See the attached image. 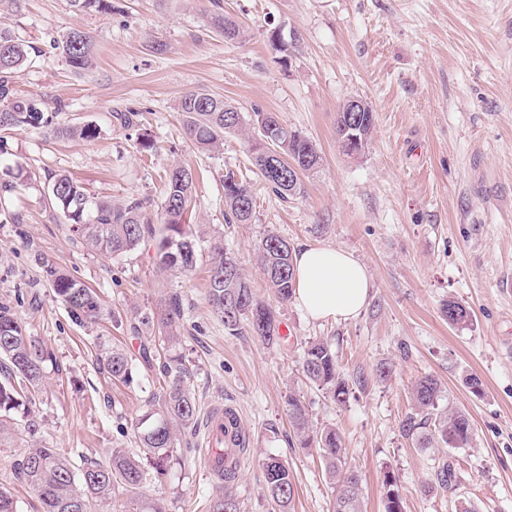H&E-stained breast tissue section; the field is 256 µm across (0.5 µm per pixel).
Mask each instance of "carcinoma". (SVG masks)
I'll return each instance as SVG.
<instances>
[{
	"instance_id": "1",
	"label": "carcinoma",
	"mask_w": 512,
	"mask_h": 512,
	"mask_svg": "<svg viewBox=\"0 0 512 512\" xmlns=\"http://www.w3.org/2000/svg\"><path fill=\"white\" fill-rule=\"evenodd\" d=\"M76 13L109 14L112 0H67ZM212 28L231 41L240 35L233 18L216 12L211 17ZM65 62L75 71L86 72L93 67L91 37L84 31L72 30L53 41ZM37 48L21 39L7 26L0 24V131L34 127L47 128L56 137L90 140L97 134L94 126L69 125L56 121L58 113L46 112L43 103L34 97H20L14 92V77ZM180 112L186 136L201 151L215 152L224 147V135L246 128L245 118L231 101L207 90H194L182 96ZM255 136L249 138L250 161L263 177L273 194L288 201L304 192L302 178L288 180V166L301 163L302 152L309 160L302 171L309 174L322 164L319 149L312 140L297 130L288 128L275 112L255 109L251 116ZM361 127L347 129L346 113H336V144L350 156L368 145L375 128V113L363 112ZM358 136L356 142L352 136ZM281 156L280 170L271 168L269 152ZM195 173L176 164L166 171V193L161 204V230L155 258L161 270L195 269L199 253L192 225L186 216L193 202ZM47 194L70 226V231L100 253L118 257L135 250L145 235L153 234L147 215V201L131 197L116 203L108 196L91 195L83 183L69 174L53 175ZM224 220L228 224L252 222L255 200L247 179L227 170L224 174ZM258 261L275 301L288 303L294 290L293 248L282 236L269 232L258 246ZM44 276L56 297L67 307L72 321L82 327L97 323L104 308L97 293L71 277L55 263L37 258ZM208 303L230 335L247 330L266 344L280 342V324L275 308L259 299L238 263L224 249V240L217 238L211 246V267ZM448 323L463 325L470 314L455 301L443 308ZM183 316L181 298L173 294L163 304L156 318L145 315L142 323L158 325L164 332L157 350L156 361L164 386L155 403L137 423L139 452L112 449L107 464L90 463L77 467L71 458L55 448L34 445L25 450L16 463L19 474L39 498L43 512H111L116 491L125 495L128 512H166L159 502L145 493L147 467L156 474L166 473L164 461L172 457L176 445V430L195 426L198 407L186 385L188 369L178 349L179 327ZM49 353L25 327L14 306L0 301V440L13 435L23 423L26 437L34 441L41 433V420L32 410L44 382L43 362ZM100 365L112 381L131 386L137 373L132 357L120 346L100 345ZM305 377L336 402L343 403L349 394V383L340 372L336 352L322 340L307 342L302 351ZM415 413L402 424L404 434L427 448L443 444L464 448L473 438V424L462 410L445 413L439 410V382L425 376L414 387ZM288 416L296 430L302 448H317L325 460L336 488L334 512H363L359 498L358 472L345 461V448L339 431L332 426L312 429L305 402L295 393H288ZM263 488L279 512H290L294 499L293 474L288 464L275 456L262 463ZM236 480L231 473L222 475L224 486L211 504L212 512H241L240 502L230 491ZM383 485L385 512H403V502L397 489L396 476L387 472Z\"/></svg>"
}]
</instances>
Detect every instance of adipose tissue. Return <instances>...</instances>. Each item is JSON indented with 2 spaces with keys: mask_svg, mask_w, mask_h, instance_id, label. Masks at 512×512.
Instances as JSON below:
<instances>
[{
  "mask_svg": "<svg viewBox=\"0 0 512 512\" xmlns=\"http://www.w3.org/2000/svg\"><path fill=\"white\" fill-rule=\"evenodd\" d=\"M294 300L311 319L356 318L368 302L372 281L351 253L331 246L304 245L293 255Z\"/></svg>",
  "mask_w": 512,
  "mask_h": 512,
  "instance_id": "obj_1",
  "label": "adipose tissue"
}]
</instances>
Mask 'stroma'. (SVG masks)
Returning <instances> with one entry per match:
<instances>
[{
    "label": "stroma",
    "mask_w": 512,
    "mask_h": 512,
    "mask_svg": "<svg viewBox=\"0 0 512 512\" xmlns=\"http://www.w3.org/2000/svg\"><path fill=\"white\" fill-rule=\"evenodd\" d=\"M108 15L72 12L66 0H21L0 13L40 53L18 71V95L41 99L61 122L94 124L95 139L71 141L44 128L6 135L0 182L23 167V184L0 219V301L13 304L28 334L49 356L36 400L43 445L76 465L107 462L113 449L136 450V423L158 393L159 341L140 317L168 295L183 303L180 350L200 406L192 430L179 434L168 472L147 493L166 512H209L218 482L201 462L205 419L233 405L248 439L232 491L241 512H278L265 495L262 462L288 463L294 512H333L334 489L318 449L298 445L288 417L289 392L303 395L313 427L340 432L345 456L361 476L364 512H385L384 472H394L404 512H512V0H114ZM237 21L241 38L225 41L210 27L215 9ZM87 32L96 63L73 71L52 42ZM279 30L285 50L268 40ZM207 89L279 115L316 143L321 168L305 175V192L277 198L249 161L245 135L224 149L199 151L186 137L178 105ZM366 98L376 127L366 152L344 155L336 112L349 97ZM133 110L138 124L113 115ZM149 131L154 146L139 144ZM198 174L192 223L203 238L223 237L258 297L271 300L257 246L270 231L292 247L332 245L363 262L371 297L348 321H316L295 302L279 307L289 336L280 346L249 333L225 334L207 301L208 256L190 272L159 271L148 240L108 257L68 229L47 199L52 174L66 172L96 194L148 198L158 220L165 172L173 163ZM241 172L256 200L251 223L224 221V171ZM44 254L98 293L106 320L83 328L70 318L34 261ZM465 305L471 323L449 324L447 301ZM327 340L349 382L334 402L303 375L308 341ZM100 343L122 346L138 384L112 382L96 361ZM388 363L387 380L375 375ZM441 383L439 408L466 411L474 437L465 448H421L401 424L413 411L412 390L425 375ZM482 382L481 393L467 386ZM23 435L0 442V489L19 512H42L15 463ZM456 471L454 491L435 472Z\"/></svg>",
    "instance_id": "obj_1"
}]
</instances>
